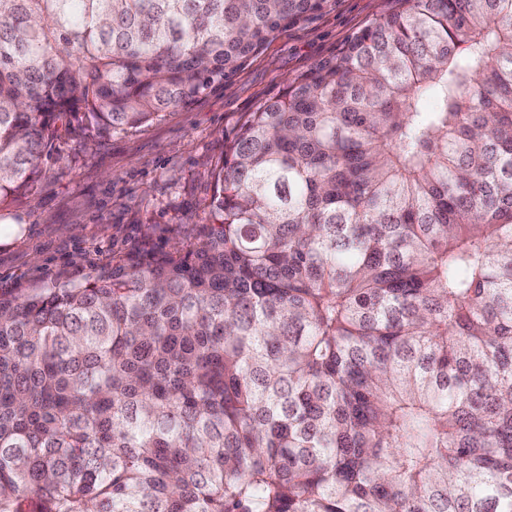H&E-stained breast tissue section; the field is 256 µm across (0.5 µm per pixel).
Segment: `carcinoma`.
Instances as JSON below:
<instances>
[{
	"instance_id": "obj_1",
	"label": "carcinoma",
	"mask_w": 512,
	"mask_h": 512,
	"mask_svg": "<svg viewBox=\"0 0 512 512\" xmlns=\"http://www.w3.org/2000/svg\"><path fill=\"white\" fill-rule=\"evenodd\" d=\"M327 2L0 0V211ZM395 2L197 242L0 294V512H512V0Z\"/></svg>"
}]
</instances>
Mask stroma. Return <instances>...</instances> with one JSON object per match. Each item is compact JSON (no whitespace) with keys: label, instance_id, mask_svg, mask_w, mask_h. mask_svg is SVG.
Returning <instances> with one entry per match:
<instances>
[{"label":"stroma","instance_id":"obj_1","mask_svg":"<svg viewBox=\"0 0 512 512\" xmlns=\"http://www.w3.org/2000/svg\"><path fill=\"white\" fill-rule=\"evenodd\" d=\"M393 7L392 0H329L165 120L112 133L84 151L59 140L34 186L0 211L1 223L18 227L0 241V293L33 292L57 277L79 282L127 252L195 242L209 217L210 173L247 114Z\"/></svg>","mask_w":512,"mask_h":512}]
</instances>
